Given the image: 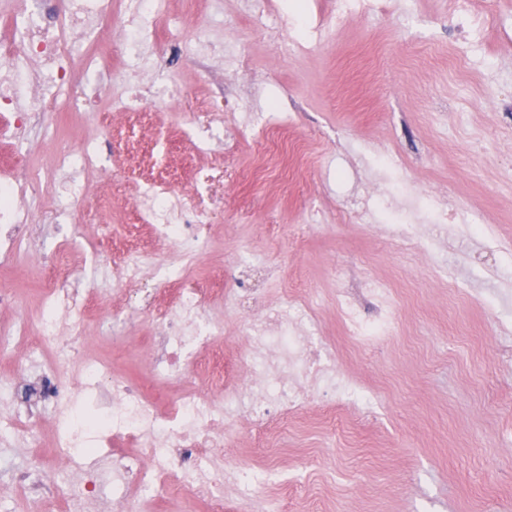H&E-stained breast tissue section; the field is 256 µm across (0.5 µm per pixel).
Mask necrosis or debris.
<instances>
[{
  "mask_svg": "<svg viewBox=\"0 0 512 512\" xmlns=\"http://www.w3.org/2000/svg\"><path fill=\"white\" fill-rule=\"evenodd\" d=\"M112 0H14L9 14L0 17V142L12 149L0 155V262L24 261L45 282L46 300L34 319L20 317L22 301L13 288L0 286V354L49 345L38 371L26 383L0 381V405L11 412L0 421V445L20 442L40 447L36 409L54 412L59 448H80L87 435L112 448L110 464L84 473L83 503L110 501L113 512H158L159 504L189 496L201 497L209 512H224V488L238 487L243 496L239 512H251L247 491L254 480L247 464L224 466V439L240 423L268 433L281 418L306 407L309 386H317L331 403L360 405L358 387L340 377L332 359L310 350V337L298 336L287 320L266 317L254 337L253 348L236 366L239 381L229 384L224 361L210 355L217 330L205 316L207 306L223 301L224 290L178 287L173 297H161L162 314L152 325L151 370L157 380L181 384L171 400L159 397L125 377L113 374L109 363L79 352L88 294L71 282L67 264L69 239L52 253L34 249L27 209L19 199L58 185L67 197L79 191V171L100 165L94 144L73 152L56 144L43 173L22 162L19 149L33 114L20 94L27 88L43 94L65 93L69 105L86 104L89 68L111 71L112 29L103 19ZM78 37H71V30ZM85 59L83 69L72 67L74 57ZM141 221L175 259L195 256L206 244L197 227L202 214L192 197H168V186L156 182L138 202ZM155 254L143 248L127 250L119 264L92 252V271L112 275L128 284L143 278ZM85 391L100 392L94 417L75 416V400ZM16 496L28 501L30 512H60L69 503L71 487L47 475L42 464L18 473L12 484Z\"/></svg>",
  "mask_w": 512,
  "mask_h": 512,
  "instance_id": "4bbe7bcc",
  "label": "necrosis or debris"
}]
</instances>
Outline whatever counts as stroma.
<instances>
[{
    "label": "stroma",
    "instance_id": "35a3bbf8",
    "mask_svg": "<svg viewBox=\"0 0 512 512\" xmlns=\"http://www.w3.org/2000/svg\"><path fill=\"white\" fill-rule=\"evenodd\" d=\"M448 0H384L347 14L335 0H166L154 20L202 63L124 56L112 26L113 68L139 70L145 108L168 141L165 174L198 187L210 248L183 275L250 288L252 315L318 298L298 327L335 355L371 411L314 400L275 448L247 425L224 461L248 459L254 502L309 491L320 512H512V0H497L500 29L472 40L442 21ZM128 93L105 83L92 119L58 105L47 132L26 140L34 166L49 141L94 139L106 170H90L72 210L75 285L93 289L91 351L117 373L149 381V318L111 278L86 279L90 247L120 259L103 225L134 223L151 153L114 146L103 124L126 127ZM224 133L196 152L185 122ZM287 125L289 147L269 163L264 136ZM369 206L367 219L350 210ZM249 264L237 261L240 252ZM392 331L365 347L349 336L337 299ZM122 310L124 328L111 330ZM225 366L252 343L234 300L208 308ZM111 333L104 343L103 333Z\"/></svg>",
    "mask_w": 512,
    "mask_h": 512
}]
</instances>
